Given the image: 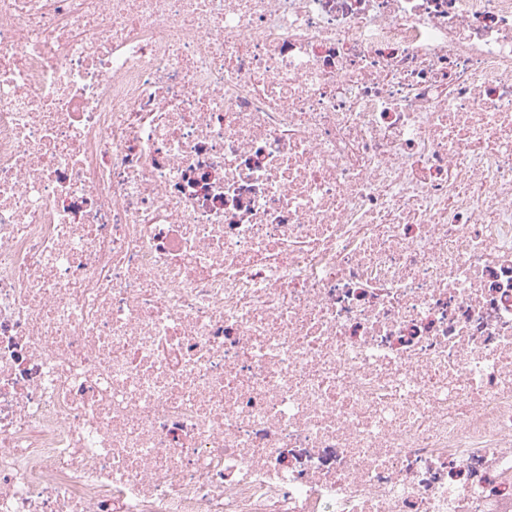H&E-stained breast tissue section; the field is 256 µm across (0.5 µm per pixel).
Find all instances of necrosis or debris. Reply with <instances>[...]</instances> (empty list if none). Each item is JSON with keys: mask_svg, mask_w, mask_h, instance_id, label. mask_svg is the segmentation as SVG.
<instances>
[{"mask_svg": "<svg viewBox=\"0 0 512 512\" xmlns=\"http://www.w3.org/2000/svg\"><path fill=\"white\" fill-rule=\"evenodd\" d=\"M0 512H512V0H0Z\"/></svg>", "mask_w": 512, "mask_h": 512, "instance_id": "4bbe7bcc", "label": "necrosis or debris"}]
</instances>
